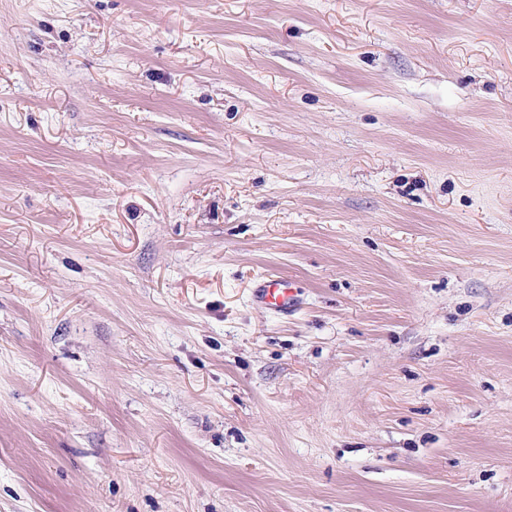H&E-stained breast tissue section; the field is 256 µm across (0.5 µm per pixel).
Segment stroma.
I'll use <instances>...</instances> for the list:
<instances>
[{"label":"stroma","mask_w":512,"mask_h":512,"mask_svg":"<svg viewBox=\"0 0 512 512\" xmlns=\"http://www.w3.org/2000/svg\"><path fill=\"white\" fill-rule=\"evenodd\" d=\"M0 512H512V0H0ZM256 301L263 307L279 313H288L299 305V299L293 292L290 282L280 277H269L261 281L255 291Z\"/></svg>","instance_id":"1"}]
</instances>
